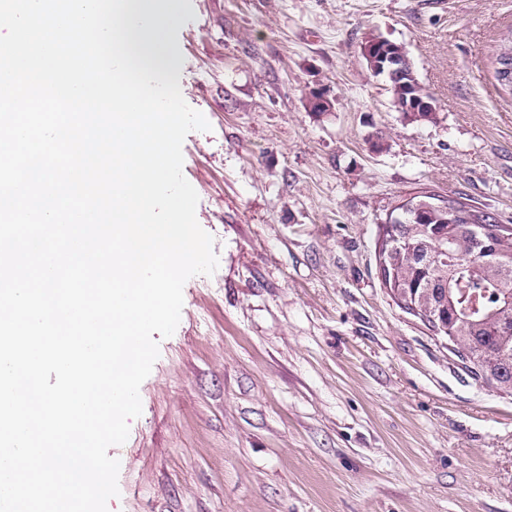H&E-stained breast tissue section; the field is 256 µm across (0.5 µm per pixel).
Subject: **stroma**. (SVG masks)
<instances>
[{
	"mask_svg": "<svg viewBox=\"0 0 512 512\" xmlns=\"http://www.w3.org/2000/svg\"><path fill=\"white\" fill-rule=\"evenodd\" d=\"M179 8L172 71L211 125L183 174L219 265L157 340L107 512H512V394L376 271L379 224L424 191L512 226V92L493 77L512 0ZM372 34L404 47L433 121L396 110Z\"/></svg>",
	"mask_w": 512,
	"mask_h": 512,
	"instance_id": "1",
	"label": "stroma"
}]
</instances>
